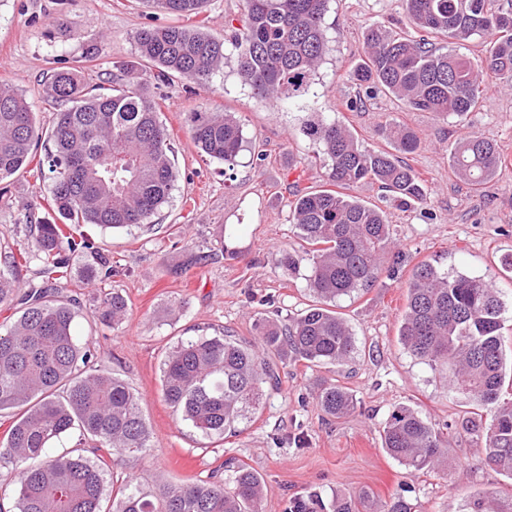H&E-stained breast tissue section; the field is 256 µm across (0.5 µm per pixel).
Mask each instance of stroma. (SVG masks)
<instances>
[{"label":"stroma","instance_id":"obj_1","mask_svg":"<svg viewBox=\"0 0 512 512\" xmlns=\"http://www.w3.org/2000/svg\"><path fill=\"white\" fill-rule=\"evenodd\" d=\"M170 21L142 0H0V84L17 89L38 121L49 124L41 85L47 73L80 66L86 75L111 78L113 63L137 64L136 28ZM379 23L409 32L401 0H333L327 16L332 51L312 96L276 110L252 97L232 58L205 84L149 87L175 149V189L150 224L119 231L83 225L84 235L120 273L73 291L82 305L75 321L79 340L92 341L102 365L140 392L150 429L151 448L142 461L112 459L113 481L135 475L148 493L179 480L212 476L227 482L232 474L224 463L230 459L263 477L264 512H289L298 502L306 512H333L338 498L354 494L364 499L362 512H381L398 496L416 512H468L476 494L512 495V478L485 463L482 438L462 429L468 412L463 399L448 391L441 372L418 364L398 342L404 285L415 265L427 260L452 274L493 281L504 303V347L512 350V267L506 264L512 258V86L485 77L483 107L460 120L411 111L380 95L352 108L359 88L346 75L362 52L365 30ZM199 110L238 113L247 136L263 145L265 159L242 152L233 180H226L223 163L202 155L188 136L187 115ZM316 112L336 117L371 150L392 148L380 131L385 121L413 128L421 147L402 160L425 179L428 195L405 206L376 183L353 188V195L385 212L400 255L373 287L337 302L356 337L354 357L311 368L284 361L278 388L255 418L240 424L235 436L207 444L189 424L176 421L163 400L161 362L178 341L224 331L248 339L256 319L285 324L311 304L305 280L311 261L294 232L291 201L294 183L319 188L326 181L323 159L302 131ZM470 130L494 139L505 158L478 192L450 167L452 147ZM6 185L0 195L4 245L25 228L24 203L47 192L26 172ZM228 245L238 250L237 258L225 257ZM283 249L301 256L298 270L276 267L273 259ZM194 251L213 259L202 267L191 264ZM114 290L128 301L127 322L119 329L91 326L92 311ZM329 384L352 394L350 415L333 419L321 410L317 396ZM400 405L419 410L447 437V471H412L385 452L382 428Z\"/></svg>","mask_w":512,"mask_h":512}]
</instances>
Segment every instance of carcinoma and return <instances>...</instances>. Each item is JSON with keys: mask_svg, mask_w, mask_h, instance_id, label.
I'll return each mask as SVG.
<instances>
[{"mask_svg": "<svg viewBox=\"0 0 512 512\" xmlns=\"http://www.w3.org/2000/svg\"><path fill=\"white\" fill-rule=\"evenodd\" d=\"M331 0H243L239 26L218 39L201 27L178 24L141 27L133 40L144 69L116 64L112 83H89L80 67L44 77L43 98L58 106L51 129L37 125L27 101L0 87V182L29 164L48 183V192L26 205L29 236L0 251V305L14 310L0 324V415L12 417L0 442V467L16 473L0 493V512H263L264 483L250 467L228 461L231 483L191 480L143 492L134 480L108 489L105 455L138 460L150 448L141 397L124 379L106 371L96 348L80 343L74 322L80 312L65 293L81 265L88 282L108 280L115 269L81 224L124 229L151 223L170 199L177 175L167 129L156 101L142 84L173 86L201 82L224 64L231 46L241 83L278 107L310 94L329 51L326 16ZM168 15L201 17L210 0H143ZM417 35H397L381 24L364 33L361 62L350 73L369 93L393 96L412 111L462 117L482 103L483 77L512 82V2L501 0H403ZM485 40L481 57L441 49ZM303 132L323 155L328 187L309 191L295 185L291 202L297 234L312 253L306 275L314 304L282 328L255 324V336L231 334L180 340L160 368V390L176 419L203 439H224L256 414L267 393L278 388L272 357L291 352L312 366L340 365L356 350L351 327L334 307L372 287L394 249L384 212L349 193L367 180L402 204L425 196L418 174L385 151L364 147L331 116L305 121ZM188 134L206 156L234 169L251 144L233 112H191ZM385 134L396 150L413 153L418 133L395 123ZM497 143L473 131L456 142L454 175L479 187L497 173ZM52 213L63 219L56 224ZM40 282L25 278L31 262ZM503 306L489 279L451 275L429 261L418 263L406 282V306L398 336L418 363L448 368V390L486 419L462 428L485 439L486 462L512 479V387L500 330ZM128 316L119 292L93 312L115 328ZM322 411L342 418L354 411L350 392L329 385L319 394ZM82 453L55 455L50 449L72 431ZM383 448L405 467L430 471L448 461L447 440L407 405L389 412ZM109 509L102 510L103 500ZM471 512H512V497L494 495L470 502Z\"/></svg>", "mask_w": 512, "mask_h": 512, "instance_id": "obj_1", "label": "carcinoma"}]
</instances>
